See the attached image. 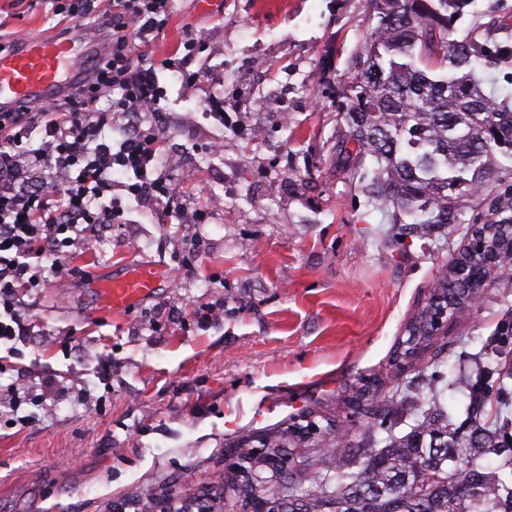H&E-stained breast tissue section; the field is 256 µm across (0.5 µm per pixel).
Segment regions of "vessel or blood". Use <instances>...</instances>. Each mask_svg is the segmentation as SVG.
<instances>
[{"instance_id": "vessel-or-blood-1", "label": "vessel or blood", "mask_w": 512, "mask_h": 512, "mask_svg": "<svg viewBox=\"0 0 512 512\" xmlns=\"http://www.w3.org/2000/svg\"><path fill=\"white\" fill-rule=\"evenodd\" d=\"M95 49L94 39L86 33L17 36L13 48L0 53V110L22 101H58L71 83L87 77ZM157 279L156 268L132 267L100 283V302L110 311H125L153 295Z\"/></svg>"}]
</instances>
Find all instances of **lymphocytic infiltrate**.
<instances>
[{
    "label": "lymphocytic infiltrate",
    "instance_id": "lymphocytic-infiltrate-1",
    "mask_svg": "<svg viewBox=\"0 0 512 512\" xmlns=\"http://www.w3.org/2000/svg\"><path fill=\"white\" fill-rule=\"evenodd\" d=\"M168 11L169 0H112L110 45L89 80L64 104L24 102L0 112V341L26 329L20 289L44 285L50 272L71 273L73 253L90 250L97 225L123 223L115 190L137 201L151 195L162 219L177 209L181 188L157 174L166 143L149 119L166 95L157 71L174 62L134 41L161 33ZM110 124L122 133L113 144L102 139ZM59 164L72 173L64 184L50 177L25 191L11 184L19 168Z\"/></svg>",
    "mask_w": 512,
    "mask_h": 512
}]
</instances>
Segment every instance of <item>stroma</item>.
I'll use <instances>...</instances> for the list:
<instances>
[{
	"label": "stroma",
	"mask_w": 512,
	"mask_h": 512,
	"mask_svg": "<svg viewBox=\"0 0 512 512\" xmlns=\"http://www.w3.org/2000/svg\"><path fill=\"white\" fill-rule=\"evenodd\" d=\"M153 50L193 40L184 90L176 72L157 124L196 178L169 223L140 204L97 231L77 274L20 292L24 336L0 344V512H148L153 499L224 490L225 451L257 446L308 414H331L349 439L373 417L350 405L416 381L433 367L444 404L464 419L457 385L512 323V293L485 291L448 324L449 350L396 362L406 326L464 245L460 230L396 234L391 211L367 204L337 161L346 124L335 95L369 31L365 0H170ZM51 0H0V49L20 33L70 30ZM266 97L267 143L242 131L247 113L210 114L213 96ZM288 107L292 122L279 128ZM222 139L220 154L208 150ZM234 183L225 196V183ZM206 223L189 222L196 211ZM162 273L149 299L122 313L97 307L95 283L123 267ZM211 310L198 322L199 309ZM24 401L12 407L8 388Z\"/></svg>",
	"instance_id": "1"
}]
</instances>
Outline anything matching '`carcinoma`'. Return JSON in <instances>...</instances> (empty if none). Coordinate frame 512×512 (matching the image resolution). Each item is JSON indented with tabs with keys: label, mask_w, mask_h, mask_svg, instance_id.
Here are the masks:
<instances>
[{
	"label": "carcinoma",
	"mask_w": 512,
	"mask_h": 512,
	"mask_svg": "<svg viewBox=\"0 0 512 512\" xmlns=\"http://www.w3.org/2000/svg\"><path fill=\"white\" fill-rule=\"evenodd\" d=\"M472 0H367L369 36L351 52L338 95L354 148L345 177L368 202L393 210L396 221L431 236L445 224H512V91L485 92L477 71L497 70L512 60V16L492 17L462 38L455 21ZM472 212L469 220L462 219ZM476 263L462 251L448 260L438 284L448 286L456 260ZM441 306L431 292L409 321L411 338ZM497 367L467 378L463 436L439 402L413 391L383 399L410 404L418 417L411 434L376 447L374 429L361 447L286 448L277 432L263 447L288 457L286 485L265 481L250 489L224 486L226 512H238L255 496L273 512H512V434L504 432L503 401L486 410L512 379V344L490 349Z\"/></svg>",
	"instance_id": "1"
}]
</instances>
